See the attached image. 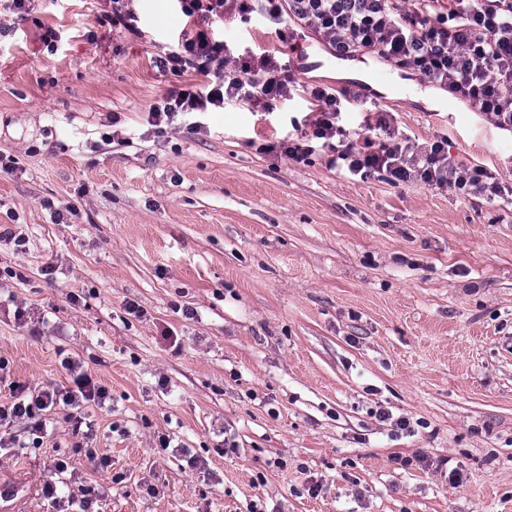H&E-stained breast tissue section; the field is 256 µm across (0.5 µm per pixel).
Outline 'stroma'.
Instances as JSON below:
<instances>
[{
    "instance_id": "1",
    "label": "stroma",
    "mask_w": 512,
    "mask_h": 512,
    "mask_svg": "<svg viewBox=\"0 0 512 512\" xmlns=\"http://www.w3.org/2000/svg\"><path fill=\"white\" fill-rule=\"evenodd\" d=\"M129 7L131 31L109 0H0V402L14 381L69 384L62 362L77 360L109 392L85 413L112 461L96 469L49 409L41 447L0 452V512H76L48 482L91 512H512V197L257 153L303 121L299 96L156 133L151 108L203 79L155 66L187 29L179 0ZM209 27L235 54L359 93L341 105L351 140L444 135L512 184V130L409 66L364 51L366 79H342L310 30L283 43L256 18ZM379 71L416 94L380 92ZM366 108L388 128L361 131ZM19 307L48 336H29ZM419 452L429 466L399 465Z\"/></svg>"
}]
</instances>
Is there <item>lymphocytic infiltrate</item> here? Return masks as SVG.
Masks as SVG:
<instances>
[{
	"label": "lymphocytic infiltrate",
	"mask_w": 512,
	"mask_h": 512,
	"mask_svg": "<svg viewBox=\"0 0 512 512\" xmlns=\"http://www.w3.org/2000/svg\"><path fill=\"white\" fill-rule=\"evenodd\" d=\"M181 9L188 32L176 49L159 57L157 66L163 72H195L203 76L204 83L196 90L167 93L150 111L152 126L185 114L192 118L189 130L197 132L202 128L197 114L223 107L225 102L266 105L298 94L310 104L305 117L307 133L258 145V153L300 161L321 150L328 156L329 167L353 178L383 173L393 182L451 187L489 199L505 193V185L493 173L456 160L443 137L416 146L404 140L369 141L362 147L345 142L346 132L337 123L339 95L320 86L297 87L291 74H279L266 53L255 63L231 65L228 46L197 24L217 12L244 19L256 12L265 24L275 26L282 39L287 22H294L314 30L336 56L370 49L385 61L410 64L429 83L448 89L498 127L511 129L512 0H449L447 14L433 17L410 14L399 0H266L259 8L250 0H181ZM63 366L72 377L70 386H12L11 401L0 404V447H16L12 429L19 422L27 423L31 445L39 447L46 432L45 411L61 405L69 410L67 420L73 433L87 444L86 457L96 467H109V459L98 456L89 445L93 425L83 411L87 403L104 402L108 391L82 371L79 362L68 358Z\"/></svg>",
	"instance_id": "1"
}]
</instances>
